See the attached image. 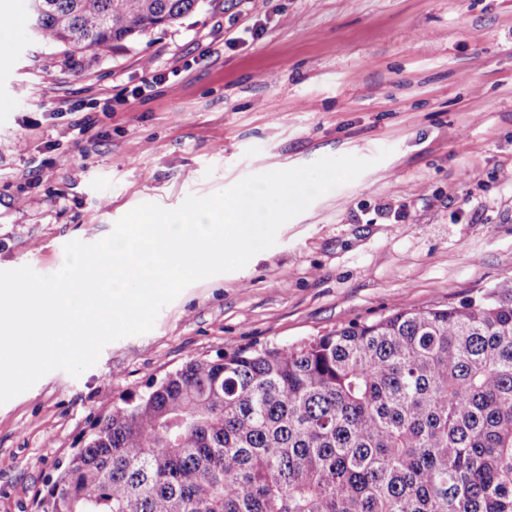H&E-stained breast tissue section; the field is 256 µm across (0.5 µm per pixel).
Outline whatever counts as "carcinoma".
Returning <instances> with one entry per match:
<instances>
[{
  "label": "carcinoma",
  "mask_w": 512,
  "mask_h": 512,
  "mask_svg": "<svg viewBox=\"0 0 512 512\" xmlns=\"http://www.w3.org/2000/svg\"><path fill=\"white\" fill-rule=\"evenodd\" d=\"M199 0H41L99 57ZM36 512H512V279L296 345L190 358L121 398Z\"/></svg>",
  "instance_id": "carcinoma-1"
}]
</instances>
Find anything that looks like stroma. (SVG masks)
<instances>
[{
    "instance_id": "stroma-1",
    "label": "stroma",
    "mask_w": 512,
    "mask_h": 512,
    "mask_svg": "<svg viewBox=\"0 0 512 512\" xmlns=\"http://www.w3.org/2000/svg\"><path fill=\"white\" fill-rule=\"evenodd\" d=\"M0 53V270L55 273L66 243L107 237L142 203L174 209L326 156L372 162L149 332L1 404L0 512H35L92 421L188 357L459 305L512 278V0H201L108 58L27 35ZM72 104L94 121L77 140Z\"/></svg>"
}]
</instances>
